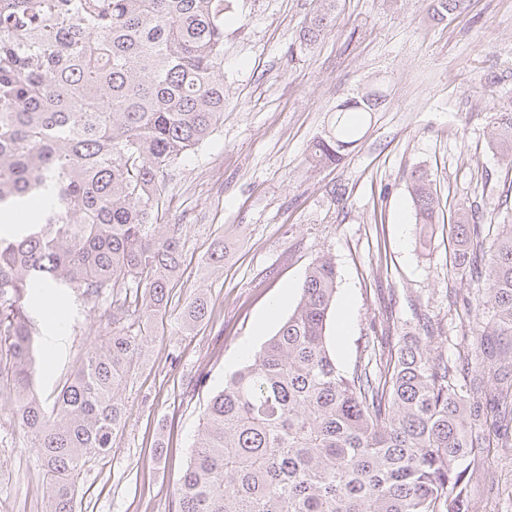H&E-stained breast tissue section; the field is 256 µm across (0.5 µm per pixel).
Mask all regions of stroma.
<instances>
[{"label": "stroma", "mask_w": 512, "mask_h": 512, "mask_svg": "<svg viewBox=\"0 0 512 512\" xmlns=\"http://www.w3.org/2000/svg\"><path fill=\"white\" fill-rule=\"evenodd\" d=\"M225 5L224 115L167 182L184 263L130 372L112 453L79 481L78 512H171L208 399L292 313L315 259L336 265L329 334L346 372L422 335L427 321L440 326L434 352L456 358L492 317L452 267L447 222L421 248L408 184L412 170L427 169L447 216L497 203L506 170L490 134L512 105V0H469L443 21L431 0H338L333 29L310 47L297 35L315 0ZM373 87L383 98L342 162L312 165L313 141L336 134L337 106ZM219 241L227 253L216 267ZM200 294L208 314L184 329ZM59 297L70 316L57 346L35 314L52 360L37 380L45 399L106 325L102 305ZM21 438L0 410V512L42 508L41 469ZM488 462L499 483L472 481L475 512H512V448L491 449Z\"/></svg>", "instance_id": "1"}]
</instances>
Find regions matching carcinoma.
Segmentation results:
<instances>
[{"instance_id": "obj_1", "label": "carcinoma", "mask_w": 512, "mask_h": 512, "mask_svg": "<svg viewBox=\"0 0 512 512\" xmlns=\"http://www.w3.org/2000/svg\"><path fill=\"white\" fill-rule=\"evenodd\" d=\"M467 0H432L442 21ZM336 0H317L298 33L311 46ZM224 0H0V211L45 201L24 233L0 234V405L45 477L42 512H76L91 458L112 453L122 392L166 308L183 259L182 225L166 222L168 172L224 112ZM353 98L339 112H373ZM349 129L310 148L339 163ZM492 146L512 171V108ZM415 223H439L427 172L410 174ZM461 207L452 264L492 308L472 337L470 370L432 353L434 330L402 338L342 372L328 343L337 290L329 258L307 270L278 332L211 396L174 512H475L470 498L490 439L512 446V224L488 241ZM68 288L108 305L106 334L52 402L35 389L42 291ZM208 311L195 298L184 325Z\"/></svg>"}]
</instances>
